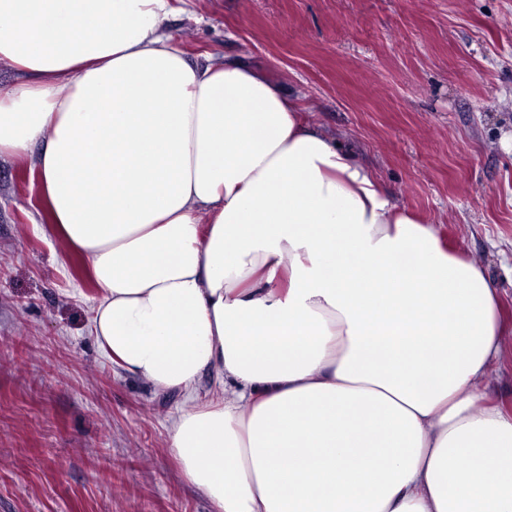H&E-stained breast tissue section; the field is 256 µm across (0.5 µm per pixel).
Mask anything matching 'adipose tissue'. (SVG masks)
Returning a JSON list of instances; mask_svg holds the SVG:
<instances>
[{"label":"adipose tissue","instance_id":"obj_1","mask_svg":"<svg viewBox=\"0 0 512 512\" xmlns=\"http://www.w3.org/2000/svg\"><path fill=\"white\" fill-rule=\"evenodd\" d=\"M171 0H0V157L33 155L91 334L160 392L216 512H512L498 288L306 123L174 47Z\"/></svg>","mask_w":512,"mask_h":512}]
</instances>
